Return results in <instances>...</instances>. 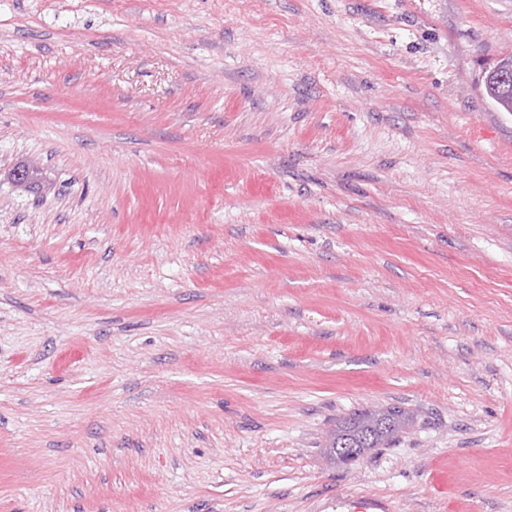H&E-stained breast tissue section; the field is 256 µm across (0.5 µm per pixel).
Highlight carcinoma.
<instances>
[{"mask_svg":"<svg viewBox=\"0 0 512 512\" xmlns=\"http://www.w3.org/2000/svg\"><path fill=\"white\" fill-rule=\"evenodd\" d=\"M483 88L494 107L500 112H512V87L504 88L493 82H483ZM408 416L398 407L362 411L339 420L326 439L325 448L331 460H336L334 449L379 448L405 425Z\"/></svg>","mask_w":512,"mask_h":512,"instance_id":"1","label":"carcinoma"}]
</instances>
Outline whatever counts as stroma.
<instances>
[{
  "mask_svg": "<svg viewBox=\"0 0 512 512\" xmlns=\"http://www.w3.org/2000/svg\"><path fill=\"white\" fill-rule=\"evenodd\" d=\"M510 52L512 0H0V512H512ZM488 71L485 72L483 79H482L485 94L491 100L494 107L499 112H510L511 113L512 112V87L504 88L503 86L497 85V84L493 83L492 81L487 82L485 78H486V74L488 73ZM406 420L409 417L398 407L362 411L340 419L327 436V454L336 463V448L339 456L353 462L357 459L354 448H361L360 456L369 448H381L404 427Z\"/></svg>",
  "mask_w": 512,
  "mask_h": 512,
  "instance_id": "1",
  "label": "stroma"
}]
</instances>
